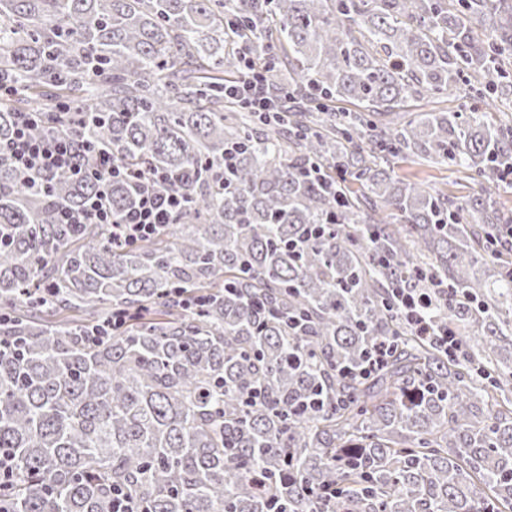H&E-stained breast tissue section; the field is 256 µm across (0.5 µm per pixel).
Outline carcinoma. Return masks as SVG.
<instances>
[{"instance_id":"1","label":"carcinoma","mask_w":512,"mask_h":512,"mask_svg":"<svg viewBox=\"0 0 512 512\" xmlns=\"http://www.w3.org/2000/svg\"><path fill=\"white\" fill-rule=\"evenodd\" d=\"M245 48L289 94L279 123L224 99ZM511 57L512 0H0V140L56 112L33 135L192 199L115 246L59 223L99 181L34 193L0 157V512H113L118 486L139 512H512V128L488 116ZM481 79L496 100L405 111ZM407 157L479 190L401 179ZM398 288L465 358L414 335Z\"/></svg>"}]
</instances>
